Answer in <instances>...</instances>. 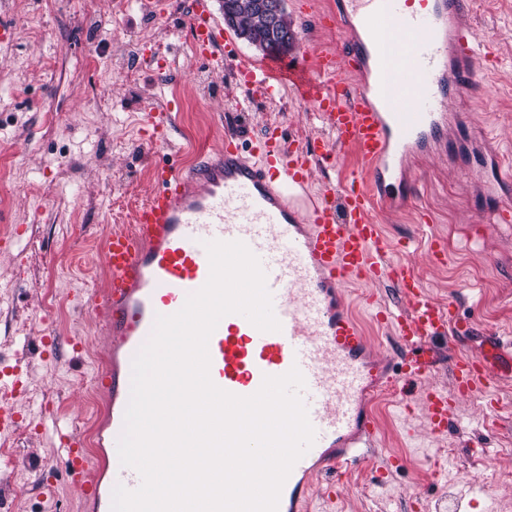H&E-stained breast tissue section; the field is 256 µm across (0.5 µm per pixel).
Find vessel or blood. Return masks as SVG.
<instances>
[{"instance_id": "obj_1", "label": "vessel or blood", "mask_w": 512, "mask_h": 512, "mask_svg": "<svg viewBox=\"0 0 512 512\" xmlns=\"http://www.w3.org/2000/svg\"><path fill=\"white\" fill-rule=\"evenodd\" d=\"M471 12V0H336L346 37L341 53H323L309 64L270 58L241 68L245 84L265 95L291 87L313 104L334 144L359 162L343 188L329 182L310 193L317 150L283 157L273 131L254 160L230 137L190 165L156 167L155 186L131 227L106 234L105 281L86 301L105 351L96 379L107 414L94 446L68 436L57 469L77 493L80 512H111L115 485L133 490L141 483L136 470L121 466L117 449L132 360L156 316L175 314L206 283L204 242L239 240L250 248L281 324L280 331L263 332L242 315L224 316L208 343L213 383L250 396L264 376L294 367L305 380L302 398L315 440L285 481L278 512H308L311 495L373 447L375 392L396 386L411 398L434 370L431 341L467 331L455 305L435 301L412 264L390 261L391 245L369 212L376 203L408 207L418 192L414 165L432 157L467 172L479 197L512 207V179L472 120L486 42ZM186 24L196 58L214 63L224 35L210 0H192ZM343 59L359 72L358 82L340 77ZM384 279L401 307L376 303L374 318L392 326L400 349L395 359L376 351L343 293L347 281ZM511 369L512 353L493 337L453 357L451 391L434 389L424 398L429 431L444 433L460 400L485 397ZM19 425L14 405L1 400L0 439Z\"/></svg>"}]
</instances>
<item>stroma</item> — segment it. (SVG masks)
<instances>
[{
	"instance_id": "obj_1",
	"label": "stroma",
	"mask_w": 512,
	"mask_h": 512,
	"mask_svg": "<svg viewBox=\"0 0 512 512\" xmlns=\"http://www.w3.org/2000/svg\"><path fill=\"white\" fill-rule=\"evenodd\" d=\"M154 0H0V366L21 370L16 398L23 432L0 457V512H76L77 496H20L32 466L53 472L59 435L83 433L87 388L101 361L97 327L77 304L100 287L102 240L129 227L162 163L186 164L282 128L290 148L331 133L313 106L285 90L274 97L248 88L233 67L201 64L185 17L191 0L159 15ZM333 0H287L299 33L297 55L340 52L345 35ZM472 19L491 53L480 62L475 121L503 161H512V0H476ZM163 47L164 57L153 55ZM169 112L162 140L146 122ZM413 208L374 210L392 243V260L414 262L435 299L455 298L474 332L453 346L436 342L438 362L427 385L451 390L452 355L470 353L485 330L512 343V219L480 223L492 203L476 199L447 159L419 167ZM440 251L426 250L428 236ZM58 339L40 359L37 332ZM82 343L73 351L70 340ZM494 399H464L446 434L426 429L422 401L409 411L375 401L382 440L336 479V512H512V374Z\"/></svg>"
}]
</instances>
